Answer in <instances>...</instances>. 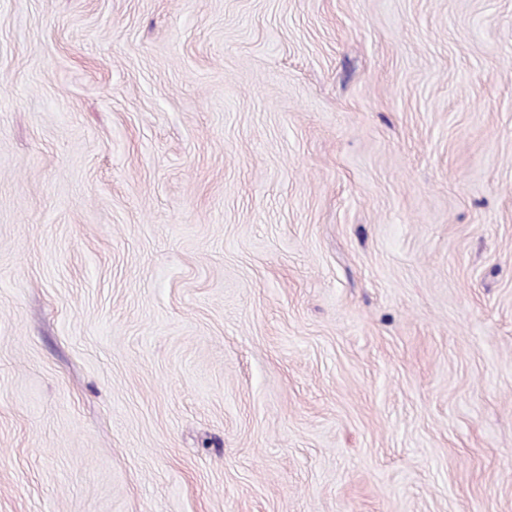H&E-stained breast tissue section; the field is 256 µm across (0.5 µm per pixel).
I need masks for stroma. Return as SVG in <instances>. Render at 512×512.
<instances>
[{
    "label": "stroma",
    "instance_id": "1",
    "mask_svg": "<svg viewBox=\"0 0 512 512\" xmlns=\"http://www.w3.org/2000/svg\"><path fill=\"white\" fill-rule=\"evenodd\" d=\"M0 512H512V0H0Z\"/></svg>",
    "mask_w": 512,
    "mask_h": 512
}]
</instances>
